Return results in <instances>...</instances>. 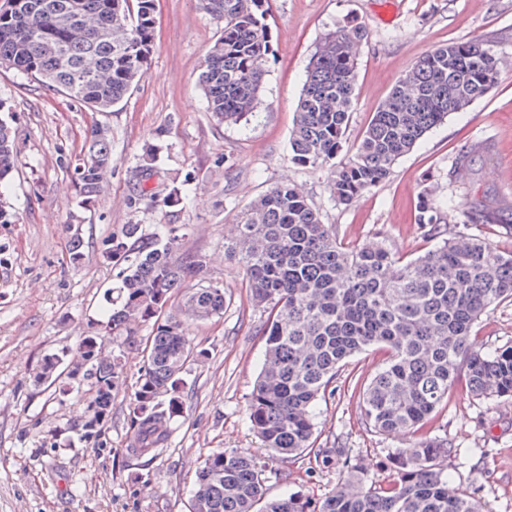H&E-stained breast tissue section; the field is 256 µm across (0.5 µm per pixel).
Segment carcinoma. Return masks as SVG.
<instances>
[{
    "mask_svg": "<svg viewBox=\"0 0 512 512\" xmlns=\"http://www.w3.org/2000/svg\"><path fill=\"white\" fill-rule=\"evenodd\" d=\"M0 9V66L64 90L92 112H109L137 87L153 47L154 0H11ZM262 0H202L224 26L201 64L199 83L216 121L237 125L259 103L271 52ZM359 27L325 34L310 59L291 133L293 159L330 170L329 190L349 205L385 180L394 163L450 114L485 96L500 73V58L484 40L456 41L422 54L373 113L353 155L336 162L356 89ZM19 159L11 128L0 121V184ZM112 168V145L98 130L86 159L75 167L83 201L101 191ZM462 224H488L492 199L469 205L450 196L441 205L422 199L416 221L440 236L445 213ZM180 227L143 241L141 225L125 224L104 243L117 270L120 307L103 330L120 343L144 346L145 363L127 406L133 443L142 457L162 447L185 397L183 372L200 355L189 326L224 311V289L199 285L185 293L180 313L163 307L184 282L201 275L203 261L180 252ZM224 257L243 269L256 306L268 313L264 362L248 398L252 429L263 447L288 463L313 450V408L326 398L339 369L378 346L385 364L360 392L366 425L402 435L390 459L394 477L368 483L356 464L322 501L298 492L266 499L262 466L252 456L216 449L201 463L193 497L205 512H487L466 489L448 493L442 465L448 440L425 429L448 393L465 383L479 401L512 399V344L484 350L473 329L502 302L512 301V254L458 235L410 261L382 241L346 248L293 184H277L255 199L232 225ZM153 322L147 336L138 324ZM81 362L45 360L39 380L56 371L85 378L94 392L83 424L112 417V396L126 384L122 354L105 353L94 336L78 345Z\"/></svg>",
    "mask_w": 512,
    "mask_h": 512,
    "instance_id": "cac0c4a2",
    "label": "carcinoma"
}]
</instances>
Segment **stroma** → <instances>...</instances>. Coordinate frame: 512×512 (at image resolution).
Masks as SVG:
<instances>
[{
  "label": "stroma",
  "instance_id": "1",
  "mask_svg": "<svg viewBox=\"0 0 512 512\" xmlns=\"http://www.w3.org/2000/svg\"><path fill=\"white\" fill-rule=\"evenodd\" d=\"M155 39L144 78L109 112H92L57 88L0 67V119L11 127L20 166L4 193L13 221L0 223V512H189L197 467L214 449L245 452L264 466L266 496L291 492L322 499L343 479L344 459L363 463L370 481L391 475L389 457L402 437L365 425L357 385L387 354L371 349L336 375L334 396L315 407L316 453L292 463L269 456L255 437L247 404L262 368L266 318L242 268L224 256V238L241 211L271 186L293 183L345 246L380 239L410 259L436 244L415 221L422 195L467 202L494 198L512 213V68L485 96L426 133L389 177L353 205L334 201L328 171L297 164L289 139L306 70L320 39L339 25L359 26L356 95L339 159L360 142L377 107L424 52L452 41L482 39L512 57V0H267L271 53L260 103L247 121L217 124L198 83L219 22L200 0H155ZM106 129L112 171L91 202L78 195L74 164L93 130ZM468 154L466 182L452 165ZM155 155L152 194L140 198V166ZM188 194L171 208L172 186ZM146 237L186 225L184 252L206 262L207 281L224 289V311L191 327L205 356L184 370L188 395L171 423L167 448L131 459L127 404L144 357L123 346L125 389L98 437L81 425L93 393L55 396L35 381L50 356L72 360L111 306L115 271L103 242L123 225ZM83 259L69 261L72 233ZM485 349L512 342V302L476 328ZM428 435L448 439L451 487L464 488L492 512H512V400L478 401L457 387Z\"/></svg>",
  "mask_w": 512,
  "mask_h": 512
}]
</instances>
